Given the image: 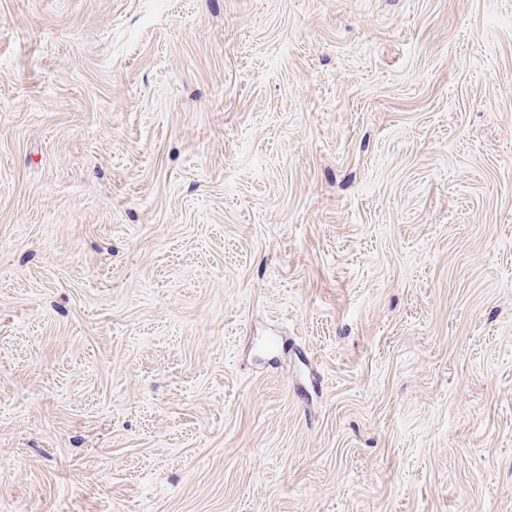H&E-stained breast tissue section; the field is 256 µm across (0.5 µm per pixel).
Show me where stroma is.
<instances>
[{
  "mask_svg": "<svg viewBox=\"0 0 512 512\" xmlns=\"http://www.w3.org/2000/svg\"><path fill=\"white\" fill-rule=\"evenodd\" d=\"M0 512H512V0H0Z\"/></svg>",
  "mask_w": 512,
  "mask_h": 512,
  "instance_id": "35a3bbf8",
  "label": "stroma"
}]
</instances>
